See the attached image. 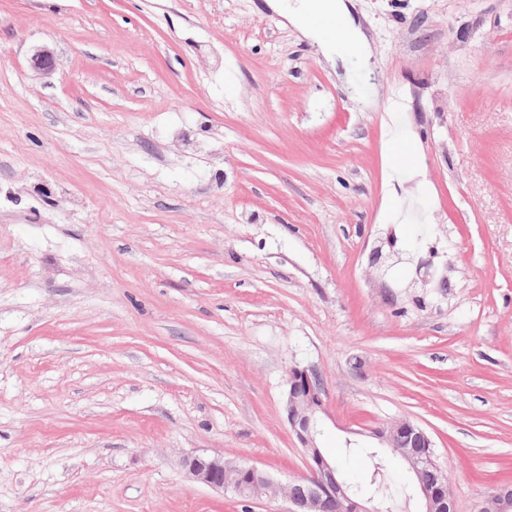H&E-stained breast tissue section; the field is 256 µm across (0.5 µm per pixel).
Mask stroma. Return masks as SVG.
I'll return each mask as SVG.
<instances>
[{
  "mask_svg": "<svg viewBox=\"0 0 512 512\" xmlns=\"http://www.w3.org/2000/svg\"><path fill=\"white\" fill-rule=\"evenodd\" d=\"M285 5L0 0V512H286L180 459L306 477L294 365L351 475L407 418L512 481V0H351L367 61ZM187 478L217 492L241 493L249 484L259 483L262 496L277 494L281 487L254 466L224 461V455L206 452L187 454L181 458Z\"/></svg>",
  "mask_w": 512,
  "mask_h": 512,
  "instance_id": "stroma-1",
  "label": "stroma"
}]
</instances>
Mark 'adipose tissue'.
<instances>
[{
    "label": "adipose tissue",
    "mask_w": 512,
    "mask_h": 512,
    "mask_svg": "<svg viewBox=\"0 0 512 512\" xmlns=\"http://www.w3.org/2000/svg\"><path fill=\"white\" fill-rule=\"evenodd\" d=\"M290 14L296 23L335 48L337 55L347 56L364 49V37L345 0H298Z\"/></svg>",
    "instance_id": "ef3b65f1"
}]
</instances>
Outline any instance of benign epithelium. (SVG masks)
Returning a JSON list of instances; mask_svg holds the SVG:
<instances>
[{
	"label": "benign epithelium",
	"mask_w": 512,
	"mask_h": 512,
	"mask_svg": "<svg viewBox=\"0 0 512 512\" xmlns=\"http://www.w3.org/2000/svg\"><path fill=\"white\" fill-rule=\"evenodd\" d=\"M285 407L309 470L305 481L298 480L283 488L290 503L288 512H382L374 498L363 500L354 496L320 450L322 418L327 411L322 384L315 372L300 366L289 369ZM369 436L377 441L379 449L404 460L416 480H421L425 473L433 475L431 486H420L418 512H456L448 476L434 459V444L425 429L401 418L372 429ZM181 466L190 481L217 492L239 494L254 483L262 486L264 496L275 495L281 489L256 467L233 465L224 461L221 454H187L181 458ZM476 512H512V489H492L478 502Z\"/></svg>",
	"instance_id": "obj_1"
}]
</instances>
